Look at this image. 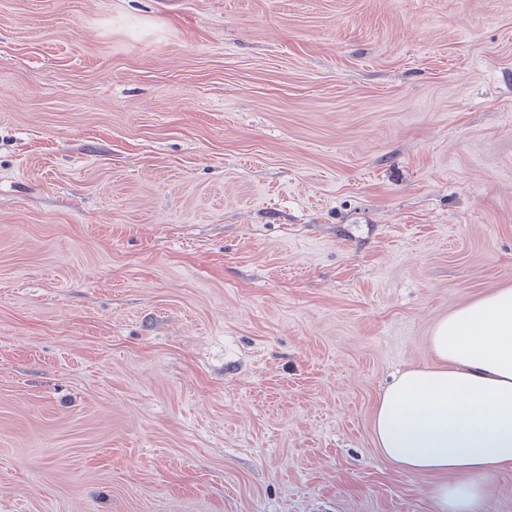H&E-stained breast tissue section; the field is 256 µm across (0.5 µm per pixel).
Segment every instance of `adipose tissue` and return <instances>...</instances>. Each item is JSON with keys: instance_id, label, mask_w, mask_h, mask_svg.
Instances as JSON below:
<instances>
[{"instance_id": "adipose-tissue-1", "label": "adipose tissue", "mask_w": 512, "mask_h": 512, "mask_svg": "<svg viewBox=\"0 0 512 512\" xmlns=\"http://www.w3.org/2000/svg\"><path fill=\"white\" fill-rule=\"evenodd\" d=\"M436 363L400 375L380 396L375 443L406 474H429L438 512H479L512 468V286L441 319Z\"/></svg>"}]
</instances>
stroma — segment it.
<instances>
[{
  "label": "stroma",
  "mask_w": 512,
  "mask_h": 512,
  "mask_svg": "<svg viewBox=\"0 0 512 512\" xmlns=\"http://www.w3.org/2000/svg\"><path fill=\"white\" fill-rule=\"evenodd\" d=\"M512 286V0H0V512H436L373 411Z\"/></svg>",
  "instance_id": "1"
}]
</instances>
